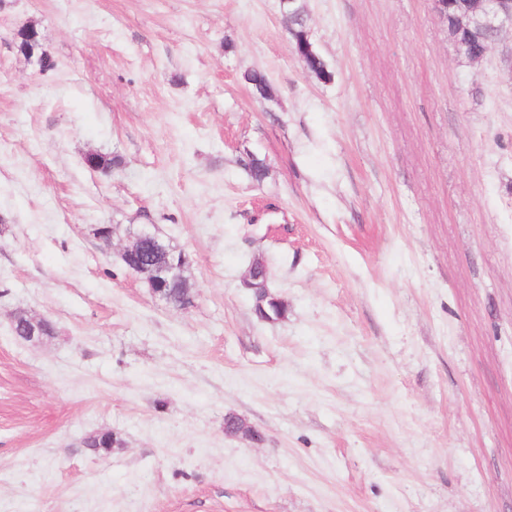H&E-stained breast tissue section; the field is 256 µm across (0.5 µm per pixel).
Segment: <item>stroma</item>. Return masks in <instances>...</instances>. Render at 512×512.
<instances>
[{
    "mask_svg": "<svg viewBox=\"0 0 512 512\" xmlns=\"http://www.w3.org/2000/svg\"><path fill=\"white\" fill-rule=\"evenodd\" d=\"M305 4L326 82L280 0H0V512H512V34ZM98 224L172 239L192 307ZM15 318L18 321V324L16 325L18 332H16L14 335L23 341L40 342L44 338H51L54 335L53 325L48 324V323L36 325L33 322H31L30 317L26 314V312L19 311L15 315ZM29 328H35L36 336H27L26 335V332Z\"/></svg>",
    "mask_w": 512,
    "mask_h": 512,
    "instance_id": "1",
    "label": "stroma"
}]
</instances>
